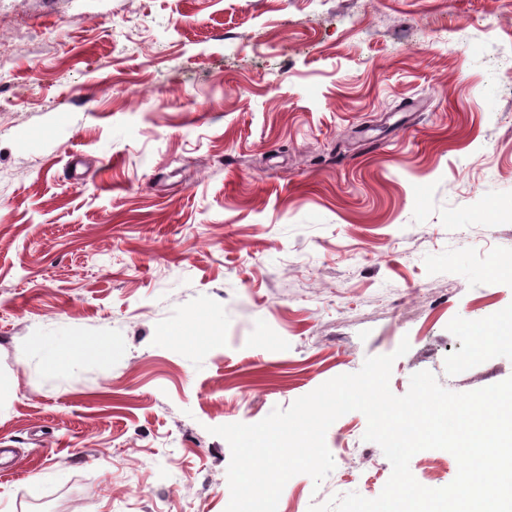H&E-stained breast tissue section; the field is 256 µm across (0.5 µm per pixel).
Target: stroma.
I'll return each instance as SVG.
<instances>
[{
    "label": "stroma",
    "mask_w": 512,
    "mask_h": 512,
    "mask_svg": "<svg viewBox=\"0 0 512 512\" xmlns=\"http://www.w3.org/2000/svg\"><path fill=\"white\" fill-rule=\"evenodd\" d=\"M0 53V512H225L212 427L404 339L395 395L512 376V0H0ZM366 427L277 512L377 497ZM485 346L512 345V313H509L497 322L496 331L483 337Z\"/></svg>",
    "instance_id": "obj_1"
}]
</instances>
